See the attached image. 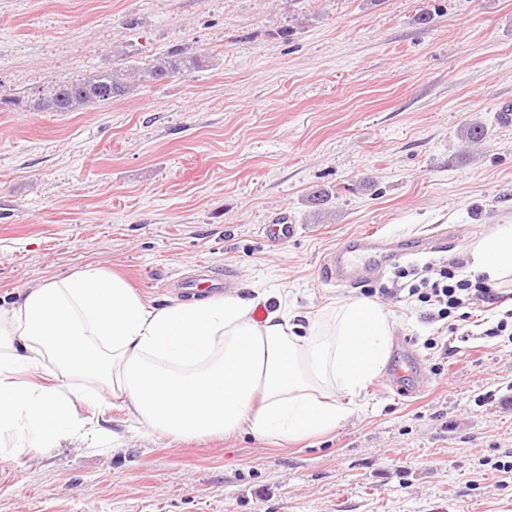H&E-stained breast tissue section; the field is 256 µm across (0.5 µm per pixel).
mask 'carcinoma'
Here are the masks:
<instances>
[{
    "mask_svg": "<svg viewBox=\"0 0 512 512\" xmlns=\"http://www.w3.org/2000/svg\"><path fill=\"white\" fill-rule=\"evenodd\" d=\"M205 56L173 49L143 65L91 71L83 78L53 87L33 104L38 112H78L95 104L124 97L139 86H149L188 74L203 66Z\"/></svg>",
    "mask_w": 512,
    "mask_h": 512,
    "instance_id": "obj_1",
    "label": "carcinoma"
}]
</instances>
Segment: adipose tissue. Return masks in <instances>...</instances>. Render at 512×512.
Segmentation results:
<instances>
[{
  "mask_svg": "<svg viewBox=\"0 0 512 512\" xmlns=\"http://www.w3.org/2000/svg\"><path fill=\"white\" fill-rule=\"evenodd\" d=\"M472 274L512 277V223L470 247ZM255 299L206 296L157 308L121 277L87 267L0 305V437L11 456L69 439L80 406L119 403L140 427L203 438L297 440L336 428L381 374L395 320L369 298L298 319ZM97 382L75 395L69 381Z\"/></svg>",
  "mask_w": 512,
  "mask_h": 512,
  "instance_id": "obj_1",
  "label": "adipose tissue"
}]
</instances>
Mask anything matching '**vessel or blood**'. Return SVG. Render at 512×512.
<instances>
[{"mask_svg":"<svg viewBox=\"0 0 512 512\" xmlns=\"http://www.w3.org/2000/svg\"><path fill=\"white\" fill-rule=\"evenodd\" d=\"M405 253L400 240L367 230L346 237L335 250L323 259L322 275L325 282L342 287L365 283L399 262ZM230 274L219 270L185 280L183 290L188 296L212 293L223 287H232ZM403 355L391 368L389 376L398 389L408 394L419 392V364L407 339L397 341Z\"/></svg>","mask_w":512,"mask_h":512,"instance_id":"vessel-or-blood-1","label":"vessel or blood"}]
</instances>
